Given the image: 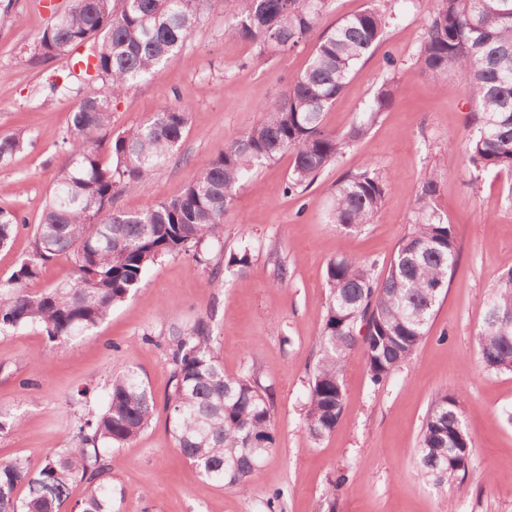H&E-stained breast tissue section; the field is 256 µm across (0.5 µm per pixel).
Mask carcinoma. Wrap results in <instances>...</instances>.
Wrapping results in <instances>:
<instances>
[{"mask_svg": "<svg viewBox=\"0 0 512 512\" xmlns=\"http://www.w3.org/2000/svg\"><path fill=\"white\" fill-rule=\"evenodd\" d=\"M229 41L256 48L253 63L309 40L333 0H237ZM205 0H75L54 16L34 42L31 60L80 59L83 93L71 111L63 143L70 153L34 227L33 249L0 283V334L37 326L56 345L92 332L165 256L220 242L224 219L245 181L283 153L292 155L288 188L305 190L360 142L394 103L383 82L350 126L331 131L324 115L344 92L356 66L384 41L391 14L372 5L322 32L305 70L288 81L263 118L224 144L210 163L172 199L138 212L113 208L122 189L146 181L177 156L190 106L180 99L147 120L112 132L113 102L154 77L183 49L200 23ZM417 63L441 86L460 77L472 102L464 154L478 173L512 170V0H432L426 9ZM30 143L23 132L0 136V167ZM455 148L423 178L408 231L389 262L340 252L327 263L330 288L319 357L304 415L311 438L331 434L344 409L342 366L362 351L377 386L414 356L427 335L434 307L448 288L458 259L454 225L436 205L440 180L454 166ZM386 179L368 166L345 175L330 198L328 219L348 230L373 223ZM25 216L0 208V248ZM69 255L73 271L51 288L35 290L54 258ZM512 267L493 287L477 331L482 366L512 372ZM172 389L163 410L180 457L205 479L246 488L274 450L270 403L257 381L224 372L207 319L172 330L168 340ZM157 400L133 367L109 380L104 409L79 419L72 444L39 463L0 462V512H61L71 486H84L80 512H112L106 454L139 437L157 412ZM473 465V443L455 396L437 398L419 431L416 472L437 487L462 484ZM26 488L19 498L17 490Z\"/></svg>", "mask_w": 512, "mask_h": 512, "instance_id": "1", "label": "carcinoma"}]
</instances>
